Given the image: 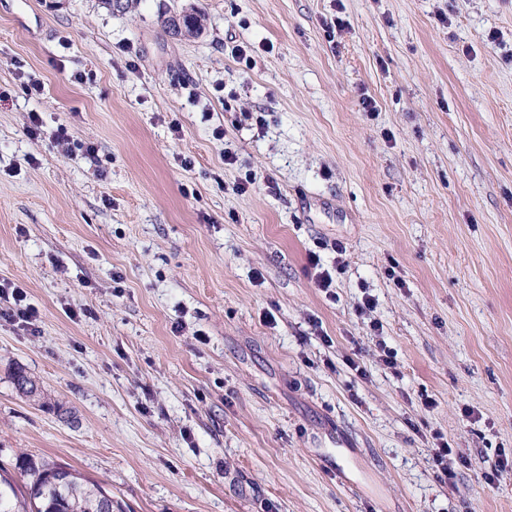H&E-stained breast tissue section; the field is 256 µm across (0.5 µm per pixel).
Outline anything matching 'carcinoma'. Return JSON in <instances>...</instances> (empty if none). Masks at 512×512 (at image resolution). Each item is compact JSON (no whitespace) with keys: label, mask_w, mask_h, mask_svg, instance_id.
<instances>
[{"label":"carcinoma","mask_w":512,"mask_h":512,"mask_svg":"<svg viewBox=\"0 0 512 512\" xmlns=\"http://www.w3.org/2000/svg\"><path fill=\"white\" fill-rule=\"evenodd\" d=\"M13 379L22 395H40L36 380L22 369ZM16 468L20 484L0 468V512H112V493L66 464L26 454Z\"/></svg>","instance_id":"1"}]
</instances>
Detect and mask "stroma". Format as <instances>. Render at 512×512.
I'll return each instance as SVG.
<instances>
[{
	"mask_svg": "<svg viewBox=\"0 0 512 512\" xmlns=\"http://www.w3.org/2000/svg\"><path fill=\"white\" fill-rule=\"evenodd\" d=\"M3 280L40 320L0 319L1 468L113 512H512V0H0ZM16 468L22 484L0 467V512H113L112 493L67 464L26 454Z\"/></svg>",
	"mask_w": 512,
	"mask_h": 512,
	"instance_id": "obj_1",
	"label": "stroma"
}]
</instances>
